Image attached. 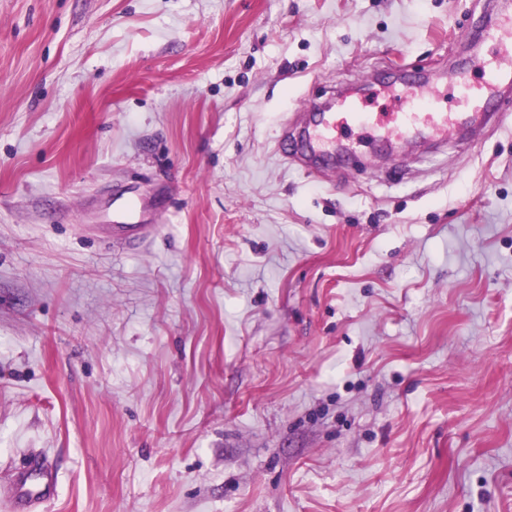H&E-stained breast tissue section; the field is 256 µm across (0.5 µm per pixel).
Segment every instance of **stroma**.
Here are the masks:
<instances>
[{"label":"stroma","mask_w":512,"mask_h":512,"mask_svg":"<svg viewBox=\"0 0 512 512\" xmlns=\"http://www.w3.org/2000/svg\"><path fill=\"white\" fill-rule=\"evenodd\" d=\"M483 16L0 0V512L34 456L35 512H512V122L327 181L276 151ZM17 482L21 489L31 488L32 497L49 498L54 493L55 481L52 470L40 460H33L18 475Z\"/></svg>","instance_id":"stroma-1"}]
</instances>
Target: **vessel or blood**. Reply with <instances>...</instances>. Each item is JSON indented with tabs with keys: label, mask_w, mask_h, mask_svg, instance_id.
I'll return each instance as SVG.
<instances>
[{
	"label": "vessel or blood",
	"mask_w": 512,
	"mask_h": 512,
	"mask_svg": "<svg viewBox=\"0 0 512 512\" xmlns=\"http://www.w3.org/2000/svg\"><path fill=\"white\" fill-rule=\"evenodd\" d=\"M488 37L498 47L495 56L478 59L471 69L450 74L457 92L453 109L441 107L436 92L439 74L402 83L396 97L399 110L392 115L391 136L406 142L416 133L442 135L453 129L480 132L512 121V113L504 107L512 100V16L491 25ZM475 71L482 79L478 86L471 80ZM338 102L345 108L343 115L309 102L282 125L278 137L282 157L311 176H323L325 160L335 157L337 151L359 156L361 146L381 135V115L367 111L363 86L343 89ZM17 482L20 488L31 489L38 499L54 493L53 472L39 460L30 462Z\"/></svg>",
	"instance_id": "vessel-or-blood-1"
}]
</instances>
